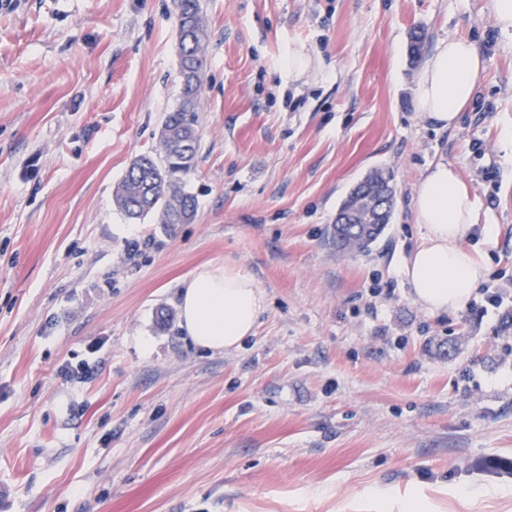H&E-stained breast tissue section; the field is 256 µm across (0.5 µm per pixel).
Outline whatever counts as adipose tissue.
Listing matches in <instances>:
<instances>
[{
    "label": "adipose tissue",
    "instance_id": "adipose-tissue-1",
    "mask_svg": "<svg viewBox=\"0 0 512 512\" xmlns=\"http://www.w3.org/2000/svg\"><path fill=\"white\" fill-rule=\"evenodd\" d=\"M482 69L474 42L439 40L416 78L418 112L438 128L456 126ZM413 209L422 234L404 265L410 293L432 312L461 309L489 274L487 265L463 246L477 222L478 199L456 168L438 161L418 184ZM265 303L264 292L248 273L207 264L191 274L179 293L180 328L196 347L232 352L254 335Z\"/></svg>",
    "mask_w": 512,
    "mask_h": 512
}]
</instances>
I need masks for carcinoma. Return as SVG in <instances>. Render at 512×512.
<instances>
[{
  "instance_id": "1",
  "label": "carcinoma",
  "mask_w": 512,
  "mask_h": 512,
  "mask_svg": "<svg viewBox=\"0 0 512 512\" xmlns=\"http://www.w3.org/2000/svg\"><path fill=\"white\" fill-rule=\"evenodd\" d=\"M177 26L179 69L186 77L179 103L162 123L158 153L136 158L115 190L116 206L133 220L151 214L160 224H187L197 215L196 198L184 189V177L193 169L198 152L197 112L208 61V55L197 54L189 41L195 29L200 30L203 42L209 40L201 0H177ZM384 228L381 218L374 215L370 224L332 225L331 237L339 251L352 237L357 252H367Z\"/></svg>"
}]
</instances>
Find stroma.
<instances>
[{"mask_svg":"<svg viewBox=\"0 0 512 512\" xmlns=\"http://www.w3.org/2000/svg\"><path fill=\"white\" fill-rule=\"evenodd\" d=\"M175 3L0 8V512H377L378 490L512 512V40L491 0H201L197 215L166 227L113 190L178 102ZM415 30L422 55L453 36L483 56L456 128L416 109ZM440 160L479 199L463 245L490 275L431 313L403 267ZM378 168L391 221L338 251L336 213ZM211 263L267 298L226 354L178 329Z\"/></svg>","mask_w":512,"mask_h":512,"instance_id":"stroma-1","label":"stroma"}]
</instances>
